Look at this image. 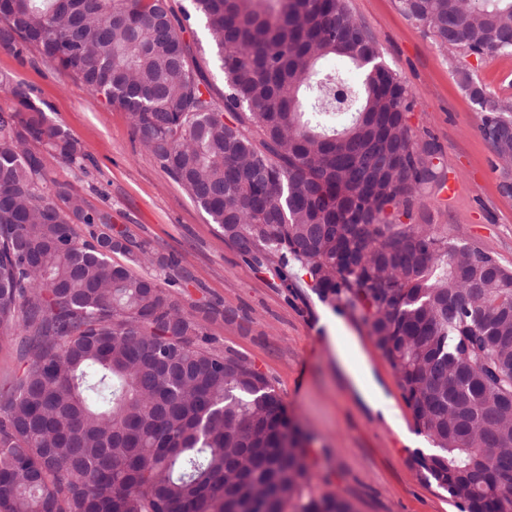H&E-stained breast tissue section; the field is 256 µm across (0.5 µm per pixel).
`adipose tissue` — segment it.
<instances>
[{
  "label": "adipose tissue",
  "instance_id": "ef3b65f1",
  "mask_svg": "<svg viewBox=\"0 0 512 512\" xmlns=\"http://www.w3.org/2000/svg\"><path fill=\"white\" fill-rule=\"evenodd\" d=\"M330 342L336 351L341 372L351 391L373 412L389 415L390 410L375 381L370 363L360 342L344 324H337Z\"/></svg>",
  "mask_w": 512,
  "mask_h": 512
}]
</instances>
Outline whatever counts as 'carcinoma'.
Wrapping results in <instances>:
<instances>
[{"instance_id":"cac0c4a2","label":"carcinoma","mask_w":512,"mask_h":512,"mask_svg":"<svg viewBox=\"0 0 512 512\" xmlns=\"http://www.w3.org/2000/svg\"><path fill=\"white\" fill-rule=\"evenodd\" d=\"M192 2L220 100L184 42L191 15L168 0H0V47L20 61L37 48L126 112L257 267L345 292L434 447L420 473L461 512H508L512 270L402 221L435 178L407 124L411 91L346 0ZM398 2L441 47L512 55V0ZM457 75L480 130L512 128V108ZM0 88L16 102L0 111V341L20 332L25 363L0 390V512H354L310 489L305 441L268 377L134 273L146 246L48 181L33 148L79 165L82 146L46 124L31 88L6 75Z\"/></svg>"}]
</instances>
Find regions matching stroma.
<instances>
[{
    "mask_svg": "<svg viewBox=\"0 0 512 512\" xmlns=\"http://www.w3.org/2000/svg\"><path fill=\"white\" fill-rule=\"evenodd\" d=\"M347 5L375 39L382 62L412 91L407 123L415 140L436 148L428 162L437 178L416 193L414 223L433 225L438 234L489 252L512 269V196L500 187L501 164L480 131L481 114L455 75L470 71L510 103L512 55L479 60L440 48L399 10L397 0ZM184 38L213 97H221L224 74L203 20L192 18ZM0 74L32 88L49 123L69 132L88 156L81 170L43 152L48 180L69 184L88 207L110 212L113 223L146 243L153 256L174 258L171 270L147 264L139 271L174 279V298L202 316L212 345L244 355L266 374L308 438L315 493H337L356 512H460L414 465L416 453H432L433 447L416 432L397 375L360 311L322 296L308 278L285 283L239 255L134 137L126 113L88 93L38 50L21 61L0 48ZM338 316L358 336L395 411L393 420L373 413L349 391L329 343Z\"/></svg>",
    "mask_w": 512,
    "mask_h": 512,
    "instance_id": "1",
    "label": "stroma"
}]
</instances>
